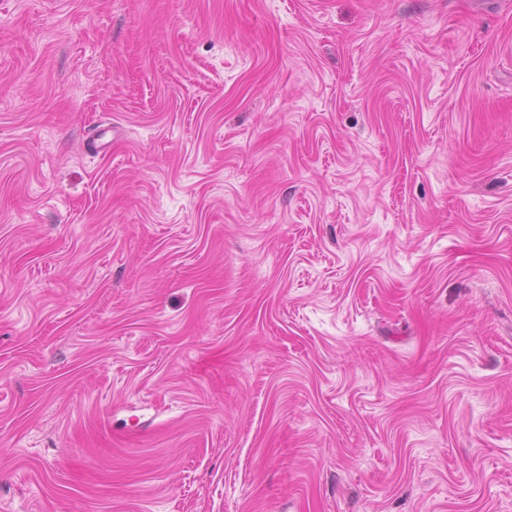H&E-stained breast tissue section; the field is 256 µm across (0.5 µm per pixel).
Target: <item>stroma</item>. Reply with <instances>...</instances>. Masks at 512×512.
I'll list each match as a JSON object with an SVG mask.
<instances>
[{
	"instance_id": "35a3bbf8",
	"label": "stroma",
	"mask_w": 512,
	"mask_h": 512,
	"mask_svg": "<svg viewBox=\"0 0 512 512\" xmlns=\"http://www.w3.org/2000/svg\"><path fill=\"white\" fill-rule=\"evenodd\" d=\"M0 512H512V0H0Z\"/></svg>"
}]
</instances>
